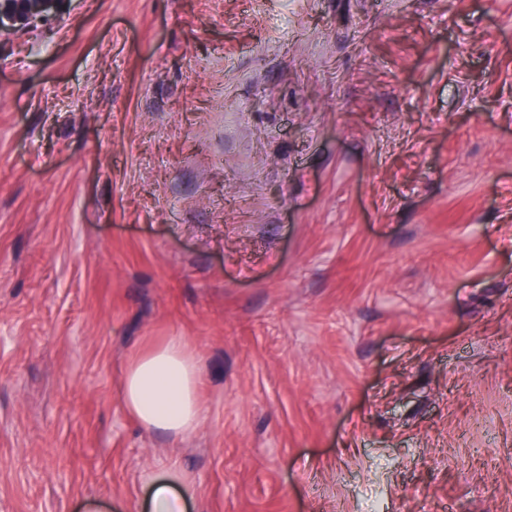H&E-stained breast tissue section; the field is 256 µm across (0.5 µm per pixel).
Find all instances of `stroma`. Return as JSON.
I'll use <instances>...</instances> for the list:
<instances>
[{
	"instance_id": "35a3bbf8",
	"label": "stroma",
	"mask_w": 512,
	"mask_h": 512,
	"mask_svg": "<svg viewBox=\"0 0 512 512\" xmlns=\"http://www.w3.org/2000/svg\"><path fill=\"white\" fill-rule=\"evenodd\" d=\"M184 337L208 415L144 429ZM512 512V0H66L0 34V512ZM200 363L180 336H171L127 361L121 398L147 430L173 437L194 431L206 414L198 394ZM194 488L185 484L179 495L173 494L167 484L158 483L151 495L150 512H183L185 499L194 495Z\"/></svg>"
}]
</instances>
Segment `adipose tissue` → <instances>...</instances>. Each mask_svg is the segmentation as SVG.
<instances>
[{"label":"adipose tissue","instance_id":"1","mask_svg":"<svg viewBox=\"0 0 512 512\" xmlns=\"http://www.w3.org/2000/svg\"><path fill=\"white\" fill-rule=\"evenodd\" d=\"M200 363L182 337L130 356L121 398L148 430L174 437L194 431L206 414L198 394Z\"/></svg>","mask_w":512,"mask_h":512}]
</instances>
